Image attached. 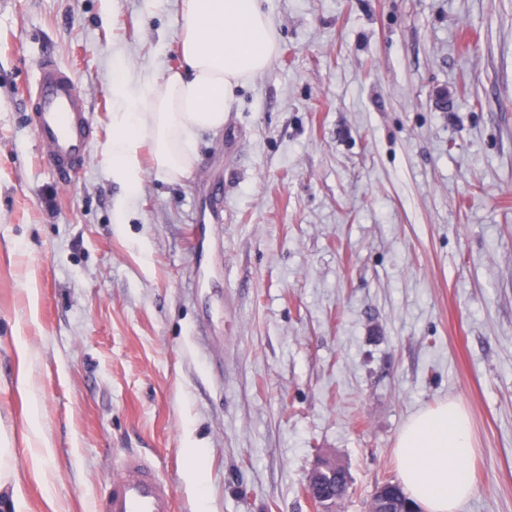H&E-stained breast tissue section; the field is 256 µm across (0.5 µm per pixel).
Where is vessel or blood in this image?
Instances as JSON below:
<instances>
[{
	"label": "vessel or blood",
	"instance_id": "vessel-or-blood-1",
	"mask_svg": "<svg viewBox=\"0 0 512 512\" xmlns=\"http://www.w3.org/2000/svg\"><path fill=\"white\" fill-rule=\"evenodd\" d=\"M35 86L29 121L40 142L42 159L54 169L73 173L86 161L94 125L74 73L45 56L35 63ZM168 482L140 457L121 461L95 512H172Z\"/></svg>",
	"mask_w": 512,
	"mask_h": 512
}]
</instances>
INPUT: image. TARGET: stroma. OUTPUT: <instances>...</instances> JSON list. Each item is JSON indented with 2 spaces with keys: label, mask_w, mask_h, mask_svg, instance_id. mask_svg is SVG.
<instances>
[{
  "label": "stroma",
  "mask_w": 512,
  "mask_h": 512,
  "mask_svg": "<svg viewBox=\"0 0 512 512\" xmlns=\"http://www.w3.org/2000/svg\"><path fill=\"white\" fill-rule=\"evenodd\" d=\"M181 3L0 0V448L23 512H94L124 455L174 512H312L323 453L350 479L336 512H368L405 422L447 401L472 427L460 512H512V0H263L275 61L188 178L143 150L119 219L113 70L178 69ZM44 54L96 127L70 176L27 117Z\"/></svg>",
  "instance_id": "obj_1"
}]
</instances>
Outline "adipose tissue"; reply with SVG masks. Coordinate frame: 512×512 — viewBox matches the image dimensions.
I'll list each match as a JSON object with an SVG mask.
<instances>
[{"mask_svg": "<svg viewBox=\"0 0 512 512\" xmlns=\"http://www.w3.org/2000/svg\"><path fill=\"white\" fill-rule=\"evenodd\" d=\"M181 66L159 78L112 76V179L126 191L114 203L123 214L142 180L141 149L151 142L158 177L191 174L198 133L219 132L235 91L274 62L278 42L261 0H183L178 19ZM470 425L453 401L419 411L395 447L399 479L423 512H459L473 493L466 462Z\"/></svg>", "mask_w": 512, "mask_h": 512, "instance_id": "adipose-tissue-1", "label": "adipose tissue"}]
</instances>
